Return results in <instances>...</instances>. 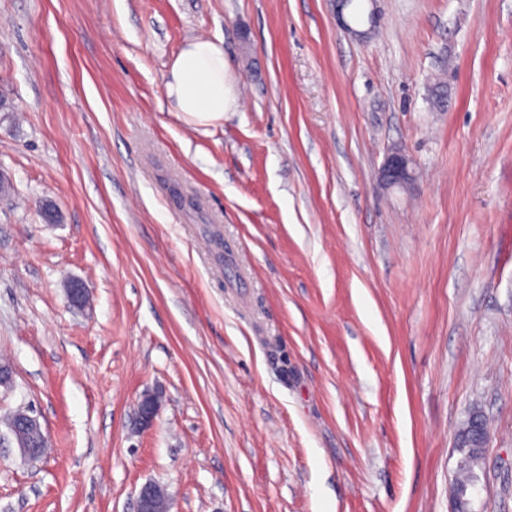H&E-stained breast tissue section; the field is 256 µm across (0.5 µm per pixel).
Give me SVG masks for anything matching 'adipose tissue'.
<instances>
[{
  "label": "adipose tissue",
  "instance_id": "1",
  "mask_svg": "<svg viewBox=\"0 0 512 512\" xmlns=\"http://www.w3.org/2000/svg\"><path fill=\"white\" fill-rule=\"evenodd\" d=\"M165 94L186 123L207 127L235 108L237 98L220 40L196 38L175 56Z\"/></svg>",
  "mask_w": 512,
  "mask_h": 512
}]
</instances>
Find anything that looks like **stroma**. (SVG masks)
Masks as SVG:
<instances>
[{"label": "stroma", "instance_id": "obj_1", "mask_svg": "<svg viewBox=\"0 0 512 512\" xmlns=\"http://www.w3.org/2000/svg\"><path fill=\"white\" fill-rule=\"evenodd\" d=\"M200 36L203 129L164 89ZM0 100V512H451L473 411L512 512V0H0ZM165 94L174 110L195 127L210 126L237 107L222 41L198 37L185 44L171 64ZM379 179L386 187L410 186L415 180L410 156L401 149L392 150L384 160ZM161 405L153 393L142 394L136 402L135 425L141 429L149 428L159 416ZM20 426L28 427L35 426L39 428L40 437L42 440V444H48L49 439L47 434L43 431L41 424L35 416L30 414L29 410L23 411L21 414L16 415L13 414L11 419L8 421L7 427L14 438L18 448L22 451L23 455L30 460H34L35 458L41 455L40 448H30L28 442L23 439L22 433L20 430Z\"/></svg>", "mask_w": 512, "mask_h": 512}]
</instances>
